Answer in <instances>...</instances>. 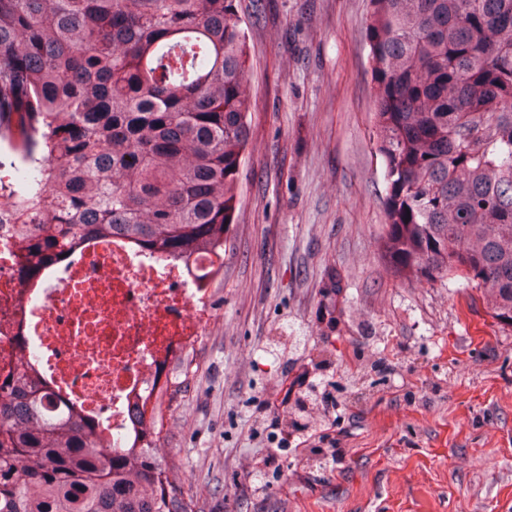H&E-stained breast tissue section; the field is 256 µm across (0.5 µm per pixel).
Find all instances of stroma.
<instances>
[{
    "label": "stroma",
    "mask_w": 512,
    "mask_h": 512,
    "mask_svg": "<svg viewBox=\"0 0 512 512\" xmlns=\"http://www.w3.org/2000/svg\"><path fill=\"white\" fill-rule=\"evenodd\" d=\"M371 11L240 0L251 143L159 450L203 512H512V326L464 279L397 277L383 256ZM304 371L297 451L263 403ZM274 447L281 468L253 493L245 468Z\"/></svg>",
    "instance_id": "obj_1"
}]
</instances>
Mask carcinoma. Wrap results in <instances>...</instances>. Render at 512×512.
I'll return each mask as SVG.
<instances>
[{
	"mask_svg": "<svg viewBox=\"0 0 512 512\" xmlns=\"http://www.w3.org/2000/svg\"><path fill=\"white\" fill-rule=\"evenodd\" d=\"M384 238L397 274L460 277L512 326V0H371ZM239 0H0V143L38 182L0 181L23 276L93 238L187 261L233 224L251 143ZM189 367L167 373L142 454L0 382V512H201L154 454Z\"/></svg>",
	"mask_w": 512,
	"mask_h": 512,
	"instance_id": "obj_1",
	"label": "carcinoma"
}]
</instances>
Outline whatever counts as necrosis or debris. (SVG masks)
I'll list each match as a JSON object with an SVG mask.
<instances>
[{
    "label": "necrosis or debris",
    "mask_w": 512,
    "mask_h": 512,
    "mask_svg": "<svg viewBox=\"0 0 512 512\" xmlns=\"http://www.w3.org/2000/svg\"><path fill=\"white\" fill-rule=\"evenodd\" d=\"M0 229V375L31 366L54 399L99 425L113 450L136 446L139 409L202 334L208 283L123 237L100 238L36 288Z\"/></svg>",
    "instance_id": "4bbe7bcc"
}]
</instances>
